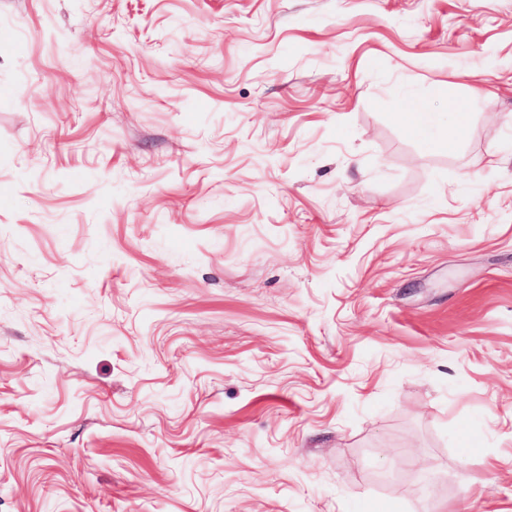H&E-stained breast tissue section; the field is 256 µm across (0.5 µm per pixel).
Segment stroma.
I'll use <instances>...</instances> for the list:
<instances>
[{
  "mask_svg": "<svg viewBox=\"0 0 512 512\" xmlns=\"http://www.w3.org/2000/svg\"><path fill=\"white\" fill-rule=\"evenodd\" d=\"M0 512H512V0H0Z\"/></svg>",
  "mask_w": 512,
  "mask_h": 512,
  "instance_id": "stroma-1",
  "label": "stroma"
}]
</instances>
